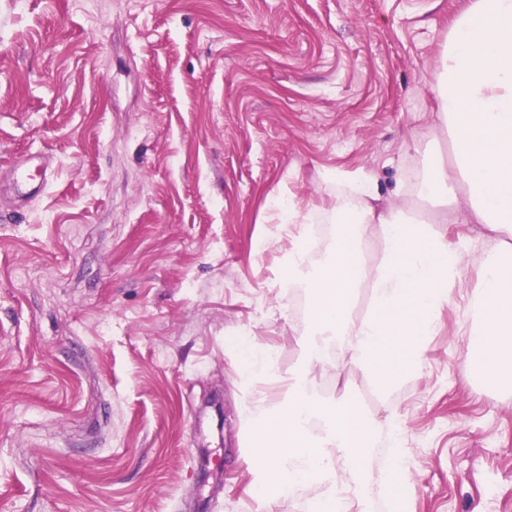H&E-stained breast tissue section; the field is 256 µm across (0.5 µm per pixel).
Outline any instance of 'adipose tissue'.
<instances>
[{
    "instance_id": "1",
    "label": "adipose tissue",
    "mask_w": 512,
    "mask_h": 512,
    "mask_svg": "<svg viewBox=\"0 0 512 512\" xmlns=\"http://www.w3.org/2000/svg\"><path fill=\"white\" fill-rule=\"evenodd\" d=\"M431 77L450 158L433 155L415 185L396 183L390 203L382 200L375 171L328 173L336 185L331 210L336 233L324 247L307 239L298 209L288 211L296 234L281 284L307 292L311 329L302 367L281 380L285 400L272 408L261 399L253 409L258 503L318 482L325 491L313 512H369L366 463L382 434L398 446L383 491L398 512L412 494L397 427L375 420L355 402L323 404L315 396L316 375L329 367L360 370L382 392L427 368V342L454 302L463 254L430 225L407 215L402 207L407 196L443 211L459 205L463 223L485 229L466 346L480 382L512 383V0H473ZM375 238L383 257L373 264L367 252ZM362 287L370 305L358 317L349 301ZM307 417L321 418V433L304 428Z\"/></svg>"
}]
</instances>
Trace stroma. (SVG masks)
Returning <instances> with one entry per match:
<instances>
[{"label":"stroma","instance_id":"35a3bbf8","mask_svg":"<svg viewBox=\"0 0 512 512\" xmlns=\"http://www.w3.org/2000/svg\"><path fill=\"white\" fill-rule=\"evenodd\" d=\"M472 0H0V512H311L319 485L252 494L249 417L311 302L279 286L290 195L327 172L416 183L430 73ZM52 175L18 201L11 170ZM479 286L484 229L438 224ZM289 318H282L281 308ZM457 300L429 366L379 403L408 450V512H512V387L471 378Z\"/></svg>","mask_w":512,"mask_h":512}]
</instances>
